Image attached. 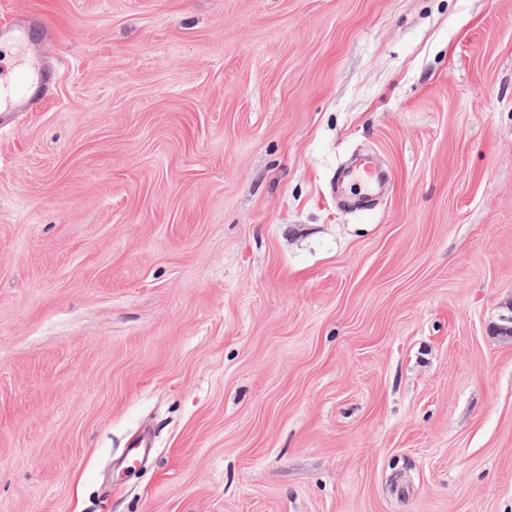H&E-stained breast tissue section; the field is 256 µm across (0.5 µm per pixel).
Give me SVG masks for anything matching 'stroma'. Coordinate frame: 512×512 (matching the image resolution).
I'll use <instances>...</instances> for the list:
<instances>
[{"label":"stroma","instance_id":"obj_1","mask_svg":"<svg viewBox=\"0 0 512 512\" xmlns=\"http://www.w3.org/2000/svg\"><path fill=\"white\" fill-rule=\"evenodd\" d=\"M32 16L0 512H512V0H0ZM356 180L364 183L366 192L362 197L368 198L385 186L387 176L369 162L361 161L343 169L337 177L336 184L343 187L348 181Z\"/></svg>","mask_w":512,"mask_h":512}]
</instances>
